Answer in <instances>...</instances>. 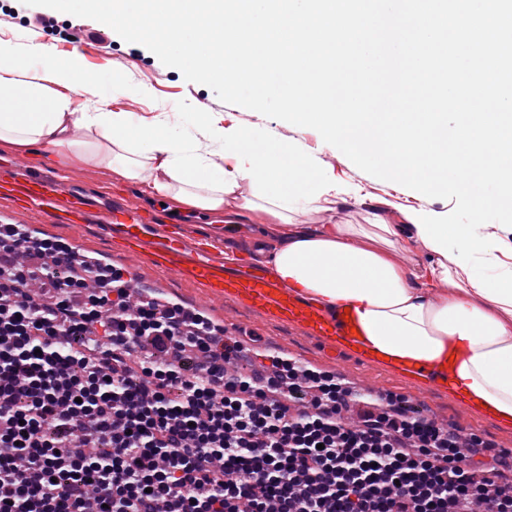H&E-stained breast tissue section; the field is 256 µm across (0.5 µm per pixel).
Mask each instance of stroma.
I'll use <instances>...</instances> for the list:
<instances>
[{
    "mask_svg": "<svg viewBox=\"0 0 512 512\" xmlns=\"http://www.w3.org/2000/svg\"><path fill=\"white\" fill-rule=\"evenodd\" d=\"M132 49L131 43L118 38L113 43L111 55L101 54L94 49L84 55L85 67L89 72H106L119 66L123 69L127 84L145 89L141 95L106 92L105 110L137 112L147 117L159 112H214L222 117L224 126L251 127L286 141L301 142L308 153L321 160L320 174L324 180L358 188V199L338 202L334 211L317 215L300 210L293 212L295 223L304 224L314 220L321 224H363L376 213L389 223L399 224L403 221L404 212L412 208L444 212L453 207L450 200L426 197L398 183L373 177L351 161L338 160L333 148L323 141L316 130L297 127L224 103L213 90L186 81L180 71L163 65L161 61L145 65L133 55ZM25 161L33 171L65 177L72 189L85 193L99 204L127 200L139 204L148 212L158 202L157 197L144 193L138 185L116 178L102 165L76 163L63 170L35 155L26 156ZM182 218L198 234L204 235L212 230L223 233L225 243L241 251L247 258L256 256L260 243L275 241L278 236L277 230L253 220L228 224L223 216L203 211L186 212ZM0 220L23 225L36 237L73 246L81 255L92 260L107 263L118 252L110 233L102 224L84 225L81 234L76 236L68 225L46 217H29L15 203L1 198ZM135 277L140 284L154 289L156 295L163 299L187 307L202 306L204 314L215 325L232 321L233 335L250 344L255 365L265 364L267 355L276 353L297 360L302 367L335 374L355 391L374 382L384 392L402 397L407 402H414L418 398L424 400L425 412L447 423L458 438L467 440L475 435L492 443L495 448L512 449V428L478 413L463 399H449L447 390L440 386L423 387L415 380L401 377L396 371L361 364L343 353H329L313 337L299 330L265 321L232 304L207 298L197 285L175 275L161 273L147 263L138 264Z\"/></svg>",
    "mask_w": 512,
    "mask_h": 512,
    "instance_id": "stroma-1",
    "label": "stroma"
}]
</instances>
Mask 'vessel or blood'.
Instances as JSON below:
<instances>
[{
	"instance_id": "1",
	"label": "vessel or blood",
	"mask_w": 512,
	"mask_h": 512,
	"mask_svg": "<svg viewBox=\"0 0 512 512\" xmlns=\"http://www.w3.org/2000/svg\"><path fill=\"white\" fill-rule=\"evenodd\" d=\"M1 195L20 201L29 214L63 216L76 231L86 224L107 225L125 267L149 259L157 269L203 288L207 296L301 330L327 351H344L346 343L355 339L343 314H331L300 298L271 267L242 257H225L221 239L199 241L187 226L167 223L158 215L144 217L136 204L96 206L57 179L34 173L20 160L13 163L11 175L0 177Z\"/></svg>"
}]
</instances>
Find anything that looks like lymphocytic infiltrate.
Here are the masks:
<instances>
[{"label": "lymphocytic infiltrate", "instance_id": "1", "mask_svg": "<svg viewBox=\"0 0 512 512\" xmlns=\"http://www.w3.org/2000/svg\"><path fill=\"white\" fill-rule=\"evenodd\" d=\"M32 30L112 48L106 28ZM122 270L0 225V512H512L503 451L459 455L401 402L343 413L328 373L242 344L180 305H131Z\"/></svg>", "mask_w": 512, "mask_h": 512}]
</instances>
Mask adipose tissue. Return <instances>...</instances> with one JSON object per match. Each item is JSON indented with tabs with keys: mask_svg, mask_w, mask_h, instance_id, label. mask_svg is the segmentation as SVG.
Wrapping results in <instances>:
<instances>
[{
	"mask_svg": "<svg viewBox=\"0 0 512 512\" xmlns=\"http://www.w3.org/2000/svg\"><path fill=\"white\" fill-rule=\"evenodd\" d=\"M122 89L119 69L86 71L80 50L57 59L35 41L0 42V142L20 154L46 147L67 163L108 167L144 192L178 206L236 220L263 211L279 238L265 261L302 297L329 312L349 309L365 349L382 363L439 371L450 394L512 426V304L473 287L445 257L419 269L401 258L399 225L296 224L294 205L333 211L353 187L323 181L320 161L297 141L225 130L197 112L189 135L170 115L145 118L102 107L105 86ZM85 98L76 110L74 96Z\"/></svg>",
	"mask_w": 512,
	"mask_h": 512,
	"instance_id": "obj_1",
	"label": "adipose tissue"
}]
</instances>
